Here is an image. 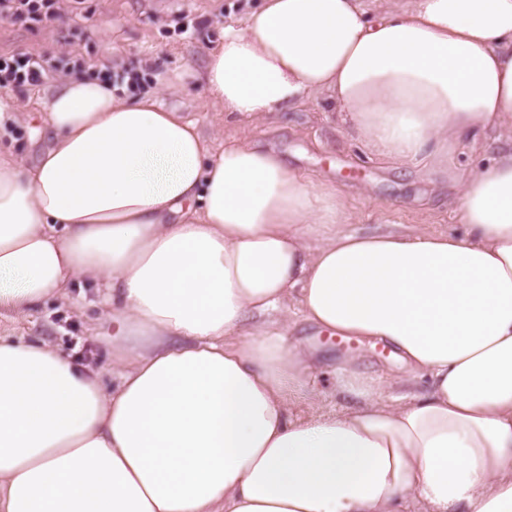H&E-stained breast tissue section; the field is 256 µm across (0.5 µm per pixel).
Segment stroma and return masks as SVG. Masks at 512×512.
<instances>
[{"label": "stroma", "instance_id": "1", "mask_svg": "<svg viewBox=\"0 0 512 512\" xmlns=\"http://www.w3.org/2000/svg\"><path fill=\"white\" fill-rule=\"evenodd\" d=\"M259 0H83L72 14L70 0H53L51 17L39 22L0 20V55L29 53L54 58L58 71L37 86L12 91L13 112L0 126V152L24 162L37 159L43 146L38 101L66 78L88 75L103 64L140 76L141 94L163 105L178 106L190 119L201 120L217 137L235 136L280 152L308 178H326L341 192L353 216L351 228L370 234L408 224L455 228L457 190L445 175L419 168H399L364 151L345 135L338 113L327 95L270 115L259 122H238L224 116L208 100L200 76L210 52L228 25H241ZM189 12L200 26L179 33L180 12ZM120 25H113V18ZM102 286L74 279L66 295L54 296L36 310L0 317V336L14 341H46L71 359L112 376V348L105 336ZM292 338L316 350L318 388L327 372L343 360H354L359 371L397 378L404 366L390 349L368 341L343 340L306 324Z\"/></svg>", "mask_w": 512, "mask_h": 512}]
</instances>
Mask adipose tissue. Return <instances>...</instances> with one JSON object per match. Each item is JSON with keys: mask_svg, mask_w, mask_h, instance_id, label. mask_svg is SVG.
<instances>
[{"mask_svg": "<svg viewBox=\"0 0 512 512\" xmlns=\"http://www.w3.org/2000/svg\"><path fill=\"white\" fill-rule=\"evenodd\" d=\"M261 0L203 88L258 120L327 94L347 133L460 185L459 228L361 234L276 150L71 78L34 164L0 153V313L107 278L109 387L0 337V512H512V0ZM390 347L303 416L294 322Z\"/></svg>", "mask_w": 512, "mask_h": 512, "instance_id": "ef3b65f1", "label": "adipose tissue"}]
</instances>
